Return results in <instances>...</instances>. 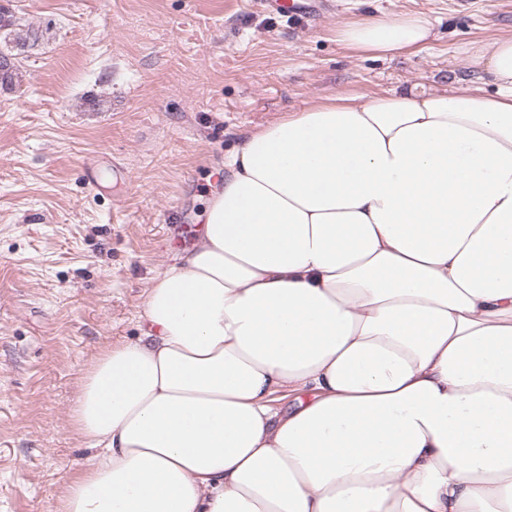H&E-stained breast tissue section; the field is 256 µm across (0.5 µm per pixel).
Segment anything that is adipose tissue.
<instances>
[{
    "instance_id": "1",
    "label": "adipose tissue",
    "mask_w": 512,
    "mask_h": 512,
    "mask_svg": "<svg viewBox=\"0 0 512 512\" xmlns=\"http://www.w3.org/2000/svg\"><path fill=\"white\" fill-rule=\"evenodd\" d=\"M476 53L491 90L327 97L225 158L141 336L80 379L95 454L56 512H512V33Z\"/></svg>"
}]
</instances>
